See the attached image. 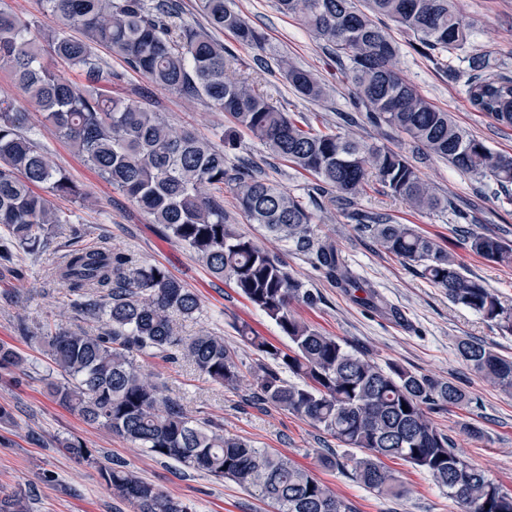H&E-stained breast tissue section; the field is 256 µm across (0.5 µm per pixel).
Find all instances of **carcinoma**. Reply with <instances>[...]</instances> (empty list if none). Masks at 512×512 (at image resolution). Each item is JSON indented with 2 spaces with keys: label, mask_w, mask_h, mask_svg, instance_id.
Wrapping results in <instances>:
<instances>
[{
  "label": "carcinoma",
  "mask_w": 512,
  "mask_h": 512,
  "mask_svg": "<svg viewBox=\"0 0 512 512\" xmlns=\"http://www.w3.org/2000/svg\"><path fill=\"white\" fill-rule=\"evenodd\" d=\"M67 28L31 35L33 21L0 3V67L43 112L75 153L113 188L122 192L168 236L184 245L211 275L233 281L237 292L288 337L282 350L239 328L256 355L252 399L287 410L364 456L321 458L326 467L351 468L352 479L380 496L403 493L385 465L399 459L430 475L448 490L460 512H512V494L459 456L453 439L430 414L471 403L449 380L413 371L397 362L381 366L351 351L300 320L295 304L314 306L321 297L249 235L224 219V185H231L236 207L268 235L311 257L326 276L362 305L378 309L375 291L358 281L336 247L314 233L315 216L283 187L244 168L230 172L224 150L194 130L174 131L162 113L107 94L121 74L99 53L104 48L153 84L189 101L205 98L224 113L229 126L224 144L233 148L241 134L259 140L271 155L314 178L312 195L324 202L350 204L370 190L404 201L417 212L448 208L402 154L370 147L352 134L330 127H302L258 90L256 78L236 75L235 55L211 31L231 33L258 52L263 66L264 34L229 0H199L207 22L202 29L177 22L180 0H42ZM336 56L347 60L345 74L366 117L378 128L409 137L430 156L463 173L493 182L495 193L512 194V155L492 151L405 81L394 60L398 46L375 18L393 21L415 38L422 52L447 58L462 49L471 25L454 0H276ZM82 78L79 86L42 62V47ZM278 66L292 90L318 102L328 89L316 74L282 57ZM483 53L467 57V95L478 111L512 126V77L486 73ZM83 201L88 192L55 166L21 133V116L0 100V225L10 245L37 252L49 237L72 223L39 190ZM356 223L390 255L417 269L448 300L493 322L512 335V306L481 281L464 273L453 253L437 240L386 214L358 213ZM471 252L500 265H512V245L488 234L466 238ZM57 279L73 297L72 307L104 321L98 331L58 329L31 337L60 378L48 382L56 403L145 449L157 459L187 470L233 479L279 512H355L309 471L253 441L224 433L219 426L189 417L161 387L145 377L134 354L151 351L166 359H189L209 381L225 387L240 377L237 351L224 339L176 334L171 316L190 317L198 296L156 264L136 261L109 246L67 250ZM457 353L476 374L504 391L512 390V358L471 339ZM25 360L0 343V368L24 371ZM288 373L293 382L283 377ZM80 463L97 468L113 494L134 512H192L190 506L138 477L120 460L103 463L85 443L58 440ZM0 512H30L21 491L0 496Z\"/></svg>",
  "instance_id": "carcinoma-1"
}]
</instances>
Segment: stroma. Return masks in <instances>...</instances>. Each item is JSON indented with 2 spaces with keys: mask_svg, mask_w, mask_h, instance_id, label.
Segmentation results:
<instances>
[{
  "mask_svg": "<svg viewBox=\"0 0 512 512\" xmlns=\"http://www.w3.org/2000/svg\"><path fill=\"white\" fill-rule=\"evenodd\" d=\"M232 3L267 36L271 64L259 87L279 109L316 129L337 124L341 113L354 114L356 122L349 128L351 134L366 145H384L404 155L439 196L454 204L450 210L418 213L399 200L371 191L356 199V208L386 213L399 223L416 225L455 252L467 276L483 281L512 305V266L471 253L463 241L464 233L469 231L512 242V204L495 196L483 181L444 160L424 156L406 137L389 129L377 130L363 113L356 111L353 92L336 65L335 53L295 17L280 13L275 0ZM456 8L472 25L470 48L487 55L490 72L511 77L512 0H456ZM390 34L399 47L396 65L406 81L493 151L512 154V127L497 124L468 100L464 51L451 52L443 65L416 51L412 35L395 28ZM282 55L325 80L331 88L329 99L318 104L297 97L275 63ZM3 97L11 99L22 113L25 134L73 180L84 185L90 200L82 204L50 196L54 208L73 214L74 228H63L37 253L18 250L11 261H0V343L17 347L27 358L21 380L0 374V407L10 414L9 419L0 421V491L25 492L31 512H133L130 504L107 489L96 468L77 462L57 445L60 439L76 438L100 458L123 459L140 478L190 504L194 512H278L275 503L258 498L236 482L185 473L175 462L153 458L109 430L87 424L48 395L45 380L51 376L52 368L39 347L30 344V336L38 335L48 324L70 331L89 325L71 307L66 288L55 276L56 263L74 241H106L138 261L164 267L198 294V312L177 321L180 335L208 333L238 350L240 380L233 387L208 381L186 359L136 354L140 370L158 383L164 394L179 400L190 417L288 456L351 503L357 512H458L447 490L403 461L388 463L407 490L399 498L377 495L341 471L323 467L320 457L326 449L341 448L336 439L293 413L251 404L255 355L241 344L240 325L249 324L279 347L287 344V337L239 295L232 282L212 278L187 248L166 236L121 192L98 178L58 137L54 127L44 121L4 67L0 68V98ZM150 104L172 126L193 128L200 136L221 144L226 126L222 112L161 88L152 90ZM247 160L257 162L267 179L296 196L306 197L311 176L298 173L288 163L269 155L258 140L248 136L237 148L227 151L226 164L232 167ZM457 207L468 212V223H456L453 210ZM224 210L230 223L276 255L305 287L320 294L317 306H296L303 321L377 363L395 361L412 370L452 380L468 392L471 404L435 413L432 419L453 438L461 457L512 492V391L484 381L456 353L458 340L470 338L512 357V336L502 335L493 323L453 304L446 292L432 286L415 268L386 254L352 221L343 204L321 213L313 229L318 237L336 246L356 276L396 308V316L356 304L343 289L325 278L308 256L267 235L259 225L249 223L236 208L232 192L224 194ZM468 424L479 427L481 436L467 435L464 427Z\"/></svg>",
  "mask_w": 512,
  "mask_h": 512,
  "instance_id": "stroma-1",
  "label": "stroma"
}]
</instances>
